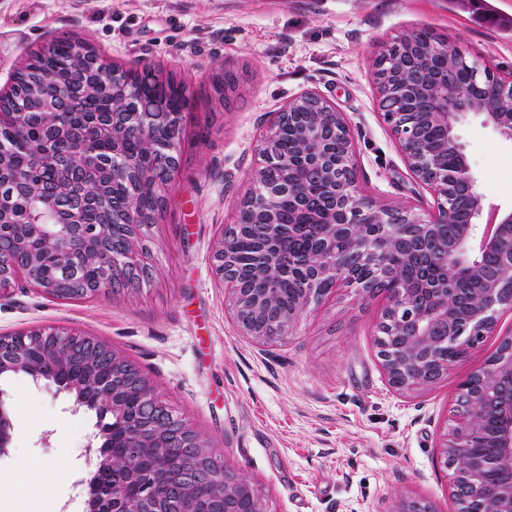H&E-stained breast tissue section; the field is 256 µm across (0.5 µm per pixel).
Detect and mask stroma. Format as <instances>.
<instances>
[{
	"mask_svg": "<svg viewBox=\"0 0 512 512\" xmlns=\"http://www.w3.org/2000/svg\"><path fill=\"white\" fill-rule=\"evenodd\" d=\"M422 28L491 74H512V27L460 0H0V89L32 55L70 39L116 68L150 67L192 106L179 173L149 232V278L80 301L17 283L0 296V335L51 326L107 342L213 441L229 470L251 480L266 512H394L401 496L457 512L442 454L457 388L512 332V311L447 380L401 392L375 345L385 296L335 289L291 335L262 344L230 317L212 267L251 187L270 114L305 91L345 113L362 194L418 212L432 206L379 114L374 80L382 47ZM228 71L238 78L229 100ZM460 134L487 204L512 208V146L476 121ZM0 401L12 423L0 512H84L78 483L95 472L88 445L101 443L95 413L23 373L0 379ZM36 465L45 471L33 482Z\"/></svg>",
	"mask_w": 512,
	"mask_h": 512,
	"instance_id": "35a3bbf8",
	"label": "stroma"
}]
</instances>
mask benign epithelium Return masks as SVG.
Returning <instances> with one entry per match:
<instances>
[{"label": "benign epithelium", "instance_id": "7a95c632", "mask_svg": "<svg viewBox=\"0 0 512 512\" xmlns=\"http://www.w3.org/2000/svg\"><path fill=\"white\" fill-rule=\"evenodd\" d=\"M75 66L68 73L42 77L22 94L24 76L35 72L30 62L7 92H0V120L16 128L27 126L45 113L56 116L60 134L74 141L61 157L45 142L35 149L42 162L71 173L95 154L98 136L121 126L129 136L145 135L159 122L156 108L130 105L120 80L121 71L103 63L82 42L73 43ZM394 58L385 73H375L381 115L397 136L406 165L420 185L429 189L434 203L418 213L406 205H380L359 190L360 168L356 142L343 113L320 95L303 92L271 114L257 147L260 164L252 175L253 188L239 209L251 221L233 225L215 244L213 264L218 279L230 292L233 316L242 331L257 340L276 342L288 335L309 307L335 288H352L363 297L386 294L388 305L377 326L376 345L391 384L401 390L427 388L448 377V370L465 359L484 336L492 332L504 309L512 310V210L485 216V195L468 160L458 126L469 118L512 144V74L485 83L479 64L468 66L471 78L462 79L458 61L462 49L446 40L423 43L408 32L383 46L376 62ZM97 76L113 84L111 118L72 131L67 125L75 90ZM295 129L305 149L293 165L291 176L267 177L269 169L284 164L276 142L280 128ZM438 131L430 141L426 130ZM181 129L164 146L149 169L141 168L124 152L122 142L112 141V157L101 163L112 169V181L129 185L128 200L138 193L139 174L153 172L160 198L179 172ZM6 148H0V293L22 278L48 295L62 288H80L93 296L114 288H133L144 279L143 259L135 254L140 225L155 224L161 210L144 213L120 206L123 225L112 226L108 261L91 287H84L80 269L61 265L55 277L40 276L39 259L28 253L26 237L10 224V204L16 194L30 192L28 173L6 165ZM288 197L295 213L316 205L310 228L316 249L297 253L288 267L277 266L275 242L295 226H282L277 203ZM40 230L72 255L95 249L104 229L82 222L88 202L111 210L101 187H75L62 196L51 183L37 194ZM257 241L265 259L250 271L241 269L235 243L242 237ZM425 257L448 268V278L426 288H416L391 266L387 258ZM497 254L501 270L484 267L483 259ZM278 271L298 280L288 308L273 305L270 290L255 288V276ZM481 275L486 284L480 296L470 299L456 273ZM77 333L36 328L15 339L0 336V374L31 372L24 359L28 343L46 339L67 347ZM108 399L112 421L121 429L119 447L126 465L117 466L107 453L96 456L97 468L112 472V512H167L171 486H157L142 478L133 462L152 448H164L180 457V478L197 490V512H212L223 501L224 512H266L261 497L242 473L230 471L215 451L214 443L192 429L164 396L140 372L127 367L126 358L112 353V379L99 388ZM456 420L443 444L445 464L453 469L451 496L458 512H512V334L501 338L485 366L459 385ZM496 422L494 433L484 430L486 420ZM12 425L0 400V455L8 452Z\"/></svg>", "mask_w": 512, "mask_h": 512}]
</instances>
